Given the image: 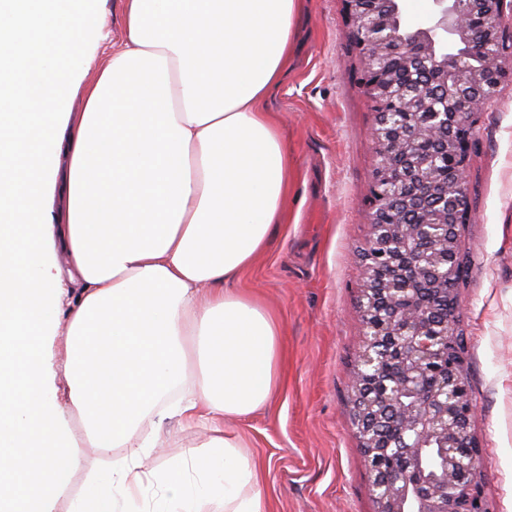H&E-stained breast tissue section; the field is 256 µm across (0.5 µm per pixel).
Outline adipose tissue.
<instances>
[{
  "mask_svg": "<svg viewBox=\"0 0 512 512\" xmlns=\"http://www.w3.org/2000/svg\"><path fill=\"white\" fill-rule=\"evenodd\" d=\"M301 8L124 0V36L91 77L70 53L97 23L90 0H0V512H54L87 444L127 452L73 512H118L148 486L182 512H265L224 420L270 405L280 380L282 325L238 282L288 221L294 163L265 99ZM66 293L55 365L41 336ZM59 372L86 443L63 428ZM149 415L201 430V449L144 471Z\"/></svg>",
  "mask_w": 512,
  "mask_h": 512,
  "instance_id": "adipose-tissue-1",
  "label": "adipose tissue"
}]
</instances>
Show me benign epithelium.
<instances>
[{
    "label": "benign epithelium",
    "instance_id": "obj_1",
    "mask_svg": "<svg viewBox=\"0 0 512 512\" xmlns=\"http://www.w3.org/2000/svg\"><path fill=\"white\" fill-rule=\"evenodd\" d=\"M345 2L377 157L357 257L368 331L354 360L352 422L372 478L388 452L379 426L389 412L400 422L406 455L384 484L373 483L377 512H481L459 305L449 300L441 319L420 289L454 283L477 116L512 79V0H432L413 23L401 0Z\"/></svg>",
    "mask_w": 512,
    "mask_h": 512
}]
</instances>
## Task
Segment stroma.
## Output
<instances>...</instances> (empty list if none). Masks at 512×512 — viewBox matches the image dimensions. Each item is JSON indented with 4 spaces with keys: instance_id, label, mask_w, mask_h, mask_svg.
Wrapping results in <instances>:
<instances>
[{
    "instance_id": "obj_1",
    "label": "stroma",
    "mask_w": 512,
    "mask_h": 512,
    "mask_svg": "<svg viewBox=\"0 0 512 512\" xmlns=\"http://www.w3.org/2000/svg\"><path fill=\"white\" fill-rule=\"evenodd\" d=\"M344 0H305L293 30L292 62L266 99L295 167L287 223L240 285L283 323L284 366L271 404L230 426L250 445L268 512H375L349 416L355 355L363 337L357 255L368 233L375 167L373 112L360 82ZM471 217L462 237L469 275L457 289L466 371L477 411L472 431L483 458L484 512H512V82L478 117L467 161ZM159 469L199 448L200 431L162 423ZM110 461L95 450L72 473L54 512H70Z\"/></svg>"
}]
</instances>
